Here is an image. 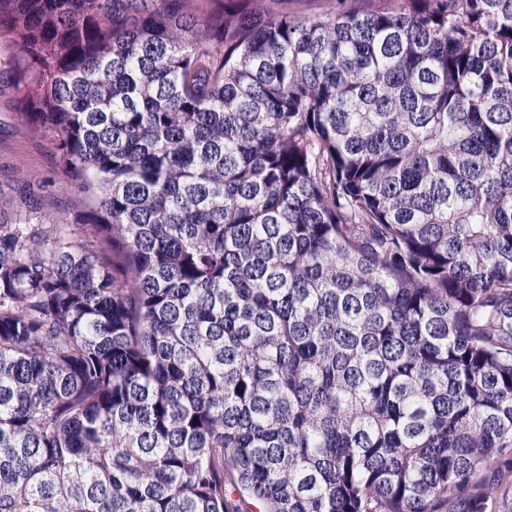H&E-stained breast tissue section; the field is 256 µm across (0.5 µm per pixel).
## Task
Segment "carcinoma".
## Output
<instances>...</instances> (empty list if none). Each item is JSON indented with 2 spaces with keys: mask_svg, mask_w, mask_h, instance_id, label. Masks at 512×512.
<instances>
[{
  "mask_svg": "<svg viewBox=\"0 0 512 512\" xmlns=\"http://www.w3.org/2000/svg\"><path fill=\"white\" fill-rule=\"evenodd\" d=\"M391 2L0 0V512H496L512 0ZM17 92L7 82H0V222L14 224L22 213L29 224H37L44 213H52L60 224H83L85 210L79 208L69 192L49 187L39 206H24L23 174L40 179L55 178L58 160L48 144L35 132L17 126Z\"/></svg>",
  "mask_w": 512,
  "mask_h": 512,
  "instance_id": "1",
  "label": "carcinoma"
}]
</instances>
